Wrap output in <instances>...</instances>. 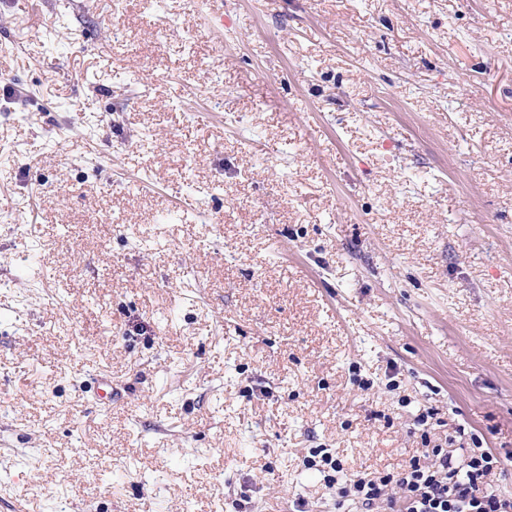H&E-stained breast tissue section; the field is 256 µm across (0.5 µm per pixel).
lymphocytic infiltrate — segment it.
I'll list each match as a JSON object with an SVG mask.
<instances>
[{
  "label": "lymphocytic infiltrate",
  "instance_id": "1",
  "mask_svg": "<svg viewBox=\"0 0 512 512\" xmlns=\"http://www.w3.org/2000/svg\"><path fill=\"white\" fill-rule=\"evenodd\" d=\"M504 459L486 450L457 457L445 448H428L397 473L357 478L337 489V507L354 501L362 512H512V497L489 478ZM397 486L400 497L388 495Z\"/></svg>",
  "mask_w": 512,
  "mask_h": 512
}]
</instances>
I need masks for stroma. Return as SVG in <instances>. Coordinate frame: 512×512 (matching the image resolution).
Listing matches in <instances>:
<instances>
[{"label":"stroma","mask_w":512,"mask_h":512,"mask_svg":"<svg viewBox=\"0 0 512 512\" xmlns=\"http://www.w3.org/2000/svg\"><path fill=\"white\" fill-rule=\"evenodd\" d=\"M223 2L0 0V512L512 455V0Z\"/></svg>","instance_id":"obj_1"}]
</instances>
